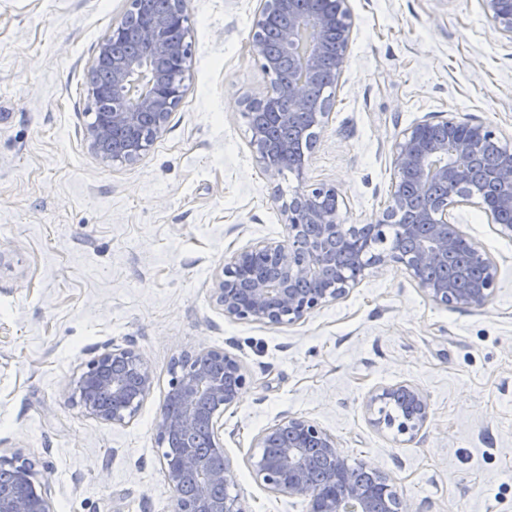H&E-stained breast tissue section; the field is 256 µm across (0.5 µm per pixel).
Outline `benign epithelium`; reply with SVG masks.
Returning a JSON list of instances; mask_svg holds the SVG:
<instances>
[{
    "mask_svg": "<svg viewBox=\"0 0 512 512\" xmlns=\"http://www.w3.org/2000/svg\"><path fill=\"white\" fill-rule=\"evenodd\" d=\"M345 0H263L251 37L252 50L269 74L283 60L293 68L286 78H275L266 94L248 102L260 107L268 120L297 127L302 137L317 134L331 114L333 103L316 101L309 78L320 75L325 55L334 52L332 83L340 81L350 44L352 23ZM495 31L512 38V0H484ZM124 23L113 25L102 39L91 69L104 68L106 82L90 90L101 106L88 126L89 149L105 163L118 158L139 159L164 130L171 113L187 91L191 59L188 0H165V11L140 25L142 41L155 48L152 64L144 68L139 55L115 50ZM445 137L427 138L433 123L420 121L404 129L392 147L393 180L388 206L374 228L399 225V241L378 253L370 252L360 228L340 219V189L309 185L282 201L288 235L284 241L263 240L237 251L216 279L214 295L233 320L270 326L290 325L342 298L364 269L401 264L434 303L446 307H482L494 295L497 271L480 251L474 259L483 268L473 287L461 290L447 279H431L429 269L448 263V255L465 239L450 221L449 209L477 201L493 224L512 234V224L500 212H512V190L491 204L475 189L473 169L476 142L501 143L495 129L453 118L439 121ZM257 157L265 171L278 174L293 168L303 178L307 163L303 147L294 142H271L265 129L252 125ZM450 181L456 193L442 200L428 196L431 181ZM490 182L512 187V153L502 167L487 175ZM224 362V375L208 372L197 360L180 364L173 373L162 413L155 424L158 443L181 434L182 447L167 457L166 477L174 491L175 512H246L239 495L227 491L235 483L229 460L224 468L203 465L188 441L201 426L212 448L224 452V411L235 406L248 381L236 355L207 350ZM153 386V375L137 350L114 348L87 361L75 390L83 411L108 424L133 419ZM403 396L416 407L406 422L382 417L374 424L415 438L430 419V403L416 386L388 387L370 405ZM261 449L252 465L257 481L275 493L306 497L308 512H414L391 479L373 471L376 481L365 487L349 469V459L336 437L316 423L290 416L265 428L256 440ZM17 473L12 489L0 487V512H53L46 492L37 488L36 473L23 463L0 458Z\"/></svg>",
    "mask_w": 512,
    "mask_h": 512,
    "instance_id": "7a95c632",
    "label": "benign epithelium"
}]
</instances>
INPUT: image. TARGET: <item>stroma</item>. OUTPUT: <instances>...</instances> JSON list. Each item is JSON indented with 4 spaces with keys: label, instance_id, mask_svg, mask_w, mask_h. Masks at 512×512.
I'll use <instances>...</instances> for the list:
<instances>
[{
    "label": "stroma",
    "instance_id": "1",
    "mask_svg": "<svg viewBox=\"0 0 512 512\" xmlns=\"http://www.w3.org/2000/svg\"><path fill=\"white\" fill-rule=\"evenodd\" d=\"M351 46L305 180L267 173L246 102L260 0H189L188 91L141 159L105 163L84 112L98 45L129 0H0V456L34 464L55 512H172L155 423L183 356L229 351L249 384L224 414L231 493L248 512H306L256 481L255 440L302 416L417 512H512V235L463 203L452 221L497 268L479 308L435 304L404 267L367 268L336 302L279 327L225 318L214 276L239 248L285 240L279 199L342 193L347 224L389 198L392 146L416 122L494 127L512 146V38L483 0H347ZM134 345L153 373L112 426L73 401L79 369ZM409 383L428 425L377 427L370 400Z\"/></svg>",
    "mask_w": 512,
    "mask_h": 512
}]
</instances>
